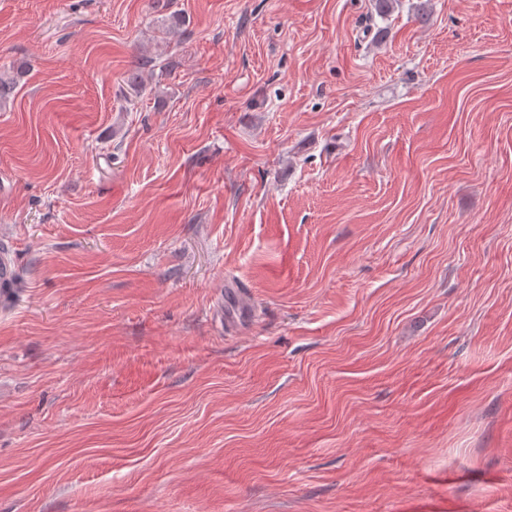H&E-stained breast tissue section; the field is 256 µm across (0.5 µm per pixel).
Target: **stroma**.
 Masks as SVG:
<instances>
[{
    "instance_id": "obj_1",
    "label": "stroma",
    "mask_w": 512,
    "mask_h": 512,
    "mask_svg": "<svg viewBox=\"0 0 512 512\" xmlns=\"http://www.w3.org/2000/svg\"><path fill=\"white\" fill-rule=\"evenodd\" d=\"M22 61L0 512H512V0H0Z\"/></svg>"
}]
</instances>
